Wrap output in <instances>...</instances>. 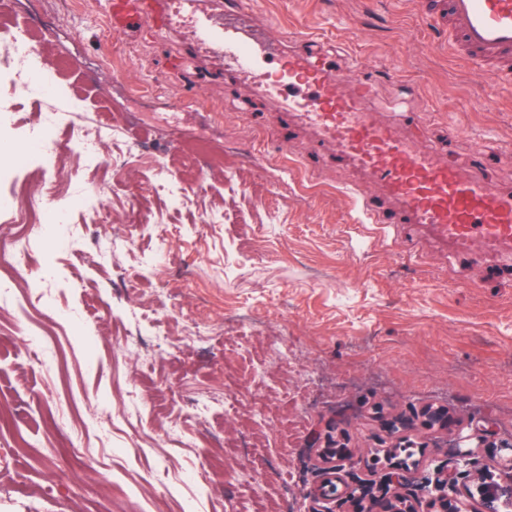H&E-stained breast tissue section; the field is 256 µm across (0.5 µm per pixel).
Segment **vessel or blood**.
<instances>
[{
  "instance_id": "obj_1",
  "label": "vessel or blood",
  "mask_w": 512,
  "mask_h": 512,
  "mask_svg": "<svg viewBox=\"0 0 512 512\" xmlns=\"http://www.w3.org/2000/svg\"><path fill=\"white\" fill-rule=\"evenodd\" d=\"M112 33L127 32L145 23L153 10L150 0H106ZM419 16L433 20L448 32V48L459 59L476 66L492 82L512 76V0H416ZM194 35L202 44L224 50L225 59L250 74L274 94L305 86L307 98L289 96L288 107L372 179L385 186L413 219L437 229L445 239L465 246L480 239L492 250L512 248V196L487 184L462 177L438 162L431 150L409 144L389 124L377 125L363 117L369 89L355 96L342 93L344 84L357 81L356 71L330 74L309 64L298 52L281 56V77L270 81L261 62V43L246 37L238 26L223 28L198 20ZM358 229L373 244L387 236L385 218L364 212Z\"/></svg>"
}]
</instances>
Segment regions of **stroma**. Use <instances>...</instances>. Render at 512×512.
<instances>
[{
  "label": "stroma",
  "instance_id": "35a3bbf8",
  "mask_svg": "<svg viewBox=\"0 0 512 512\" xmlns=\"http://www.w3.org/2000/svg\"><path fill=\"white\" fill-rule=\"evenodd\" d=\"M264 41L357 66L369 107L464 175L512 190V81L452 59L447 35L401 0H210ZM57 64L54 97L0 91V147L20 125L80 97L104 140L93 174L54 138L69 188L101 191L111 223L69 222L0 238L27 264L0 289V512H308L320 481V418L342 416L346 478L382 484L383 418L426 403L494 433L473 449L497 470L512 450V262L459 249L390 213L385 245L352 230L349 162L298 116L199 44L174 16L110 36L105 0H62L54 18L0 0ZM181 179L183 209L123 224L156 165ZM219 212L217 223L201 215ZM171 241L141 275L160 230ZM99 235L112 262L88 244ZM249 320H241L242 312ZM223 459L209 495L201 455ZM406 493L426 501L443 448L414 449ZM254 468L250 482L238 479Z\"/></svg>",
  "mask_w": 512,
  "mask_h": 512
}]
</instances>
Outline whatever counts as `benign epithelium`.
<instances>
[{
    "instance_id": "obj_1",
    "label": "benign epithelium",
    "mask_w": 512,
    "mask_h": 512,
    "mask_svg": "<svg viewBox=\"0 0 512 512\" xmlns=\"http://www.w3.org/2000/svg\"><path fill=\"white\" fill-rule=\"evenodd\" d=\"M416 421L425 433V441L421 443L423 448L438 447L436 435L448 434L455 427V419L448 409L429 404L410 418L389 420L386 424L387 438L398 442L401 431ZM335 431V419H321L314 429L312 447H317L322 439H329ZM490 436V430L477 428L469 434L460 431L449 439L447 446L452 448L451 455L437 473L435 495L430 497L424 510L418 500L403 492L412 470L410 465L386 455L384 486L379 493L369 494L366 485L350 483L339 475L335 464L338 456L335 445L326 443L318 450L323 462L322 478L310 494L313 506L309 512H335L328 504L336 501L347 506L345 512H470L462 501L464 497L479 498L483 506L480 512H501L498 508L500 503H512V457L494 475L478 467L469 451L473 446H482ZM460 475L471 478L476 491L466 488L459 493L448 494V486L454 485Z\"/></svg>"
}]
</instances>
